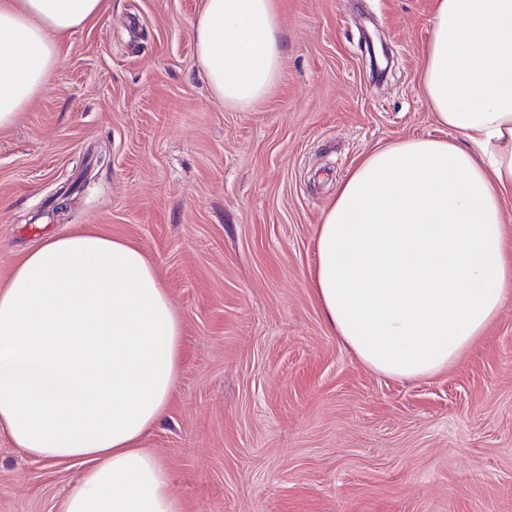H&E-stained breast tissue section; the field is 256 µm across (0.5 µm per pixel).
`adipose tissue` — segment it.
<instances>
[{
	"label": "adipose tissue",
	"instance_id": "obj_1",
	"mask_svg": "<svg viewBox=\"0 0 512 512\" xmlns=\"http://www.w3.org/2000/svg\"><path fill=\"white\" fill-rule=\"evenodd\" d=\"M107 0H0V129L49 84L60 37ZM195 51L213 96L246 112L277 88V0H203ZM453 140L365 155L316 233L325 324L371 370L430 377L512 301L501 200L512 193V0H436L422 71ZM182 318L143 248L48 236L0 285V432L83 469L63 512H183L147 448L181 363Z\"/></svg>",
	"mask_w": 512,
	"mask_h": 512
}]
</instances>
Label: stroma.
<instances>
[{
  "label": "stroma",
  "mask_w": 512,
  "mask_h": 512,
  "mask_svg": "<svg viewBox=\"0 0 512 512\" xmlns=\"http://www.w3.org/2000/svg\"><path fill=\"white\" fill-rule=\"evenodd\" d=\"M201 6L111 0L60 39L0 129V284L75 229L146 251L182 317L149 445L184 512H512V301L448 370L401 380L331 334L311 283L359 158L449 135L421 85L435 0H279L282 79L249 112L196 61ZM80 476L0 433V512H62Z\"/></svg>",
  "instance_id": "stroma-1"
}]
</instances>
